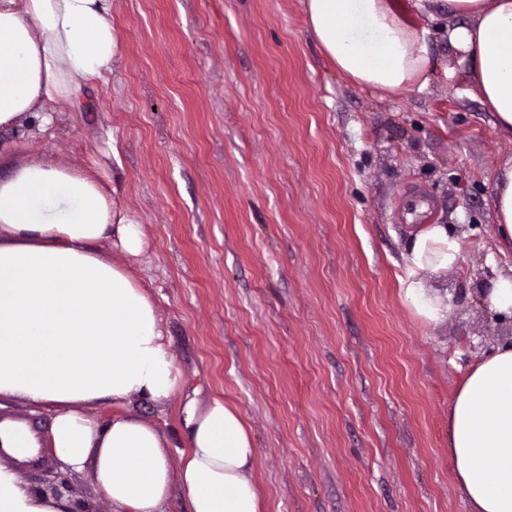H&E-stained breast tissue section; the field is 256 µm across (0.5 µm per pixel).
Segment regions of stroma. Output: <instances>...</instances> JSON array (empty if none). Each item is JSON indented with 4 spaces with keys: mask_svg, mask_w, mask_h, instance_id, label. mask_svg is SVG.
Wrapping results in <instances>:
<instances>
[{
    "mask_svg": "<svg viewBox=\"0 0 512 512\" xmlns=\"http://www.w3.org/2000/svg\"><path fill=\"white\" fill-rule=\"evenodd\" d=\"M426 31L428 85L383 94L341 76L302 0H111L122 48L105 79L0 128V178L29 162L114 188L137 257L99 250L146 288L184 375L133 399L186 459L187 404L236 407L266 512H471L448 455V404L475 362L512 343L481 292L512 265L491 189L512 140L448 44V17L397 0ZM451 225L458 264L423 272L448 315L400 291L413 225ZM63 473V472H62ZM74 512H114L89 472Z\"/></svg>",
    "mask_w": 512,
    "mask_h": 512,
    "instance_id": "35a3bbf8",
    "label": "stroma"
}]
</instances>
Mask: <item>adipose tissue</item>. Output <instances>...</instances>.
<instances>
[{"instance_id": "1", "label": "adipose tissue", "mask_w": 512, "mask_h": 512, "mask_svg": "<svg viewBox=\"0 0 512 512\" xmlns=\"http://www.w3.org/2000/svg\"><path fill=\"white\" fill-rule=\"evenodd\" d=\"M471 18L449 29L490 108L512 138V0H431ZM309 30L351 82L393 94L426 85L433 65L425 33L396 0H305ZM121 36L110 0H0V127L73 103L79 83L112 68ZM495 234L512 250V158L492 188ZM141 255V224L99 181L32 162L0 179V399L52 411L48 434L0 419V512H72L68 499L29 487L22 466L49 448L64 468H91L116 512H160L179 480L190 512H263L252 475L254 441L237 408L213 399L185 421L188 455L171 475L169 443L130 407L163 403L183 374L149 294L97 245ZM460 242L447 225L423 224L406 242L405 298L430 323L448 297L422 272L454 267ZM124 406L99 422L102 402ZM448 454L472 512H512V344L475 364L448 405Z\"/></svg>"}]
</instances>
